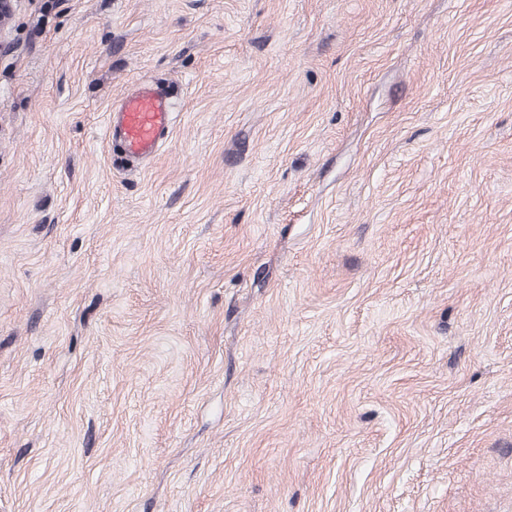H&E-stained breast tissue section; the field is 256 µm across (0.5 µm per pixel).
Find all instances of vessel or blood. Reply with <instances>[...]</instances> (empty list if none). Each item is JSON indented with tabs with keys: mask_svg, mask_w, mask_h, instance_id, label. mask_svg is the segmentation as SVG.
<instances>
[{
	"mask_svg": "<svg viewBox=\"0 0 512 512\" xmlns=\"http://www.w3.org/2000/svg\"><path fill=\"white\" fill-rule=\"evenodd\" d=\"M169 97L144 87L124 96L109 117L108 140L133 158L154 156L173 129Z\"/></svg>",
	"mask_w": 512,
	"mask_h": 512,
	"instance_id": "vessel-or-blood-1",
	"label": "vessel or blood"
}]
</instances>
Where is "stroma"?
<instances>
[{
	"label": "stroma",
	"mask_w": 512,
	"mask_h": 512,
	"mask_svg": "<svg viewBox=\"0 0 512 512\" xmlns=\"http://www.w3.org/2000/svg\"><path fill=\"white\" fill-rule=\"evenodd\" d=\"M0 512H512V0H15ZM169 97L149 87L124 96L107 124L108 141L133 158L154 156L173 129Z\"/></svg>",
	"instance_id": "stroma-1"
}]
</instances>
